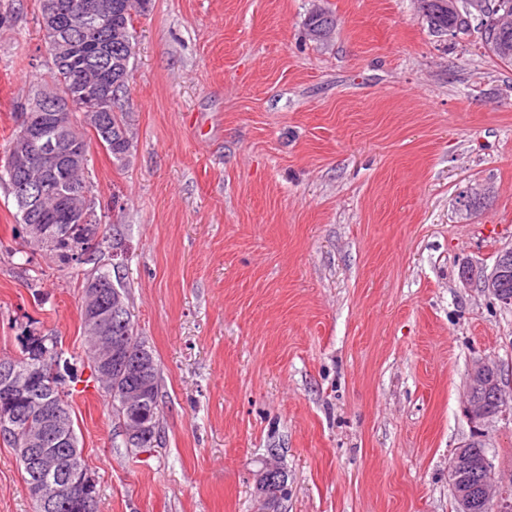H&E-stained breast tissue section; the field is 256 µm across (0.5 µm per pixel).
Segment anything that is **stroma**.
Here are the masks:
<instances>
[{
  "mask_svg": "<svg viewBox=\"0 0 512 512\" xmlns=\"http://www.w3.org/2000/svg\"><path fill=\"white\" fill-rule=\"evenodd\" d=\"M329 9L336 31L310 40ZM0 162L50 79L39 0H0ZM127 161L91 145L114 242L64 266L25 243L0 185V356L58 336L98 512H256L269 450L284 512H454L471 363L512 388V307L463 264L512 248V62L433 32L414 0H152L134 20ZM487 186L471 215L456 199ZM162 369L161 447L125 448L90 375L82 284L112 246ZM512 476V421L483 426ZM0 512H34L0 442ZM319 12H310L305 27L307 35L317 42H324L328 39L329 32H334L336 28V19L326 9H319Z\"/></svg>",
  "mask_w": 512,
  "mask_h": 512,
  "instance_id": "35a3bbf8",
  "label": "stroma"
}]
</instances>
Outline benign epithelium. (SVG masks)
I'll return each mask as SVG.
<instances>
[{
	"label": "benign epithelium",
	"mask_w": 512,
	"mask_h": 512,
	"mask_svg": "<svg viewBox=\"0 0 512 512\" xmlns=\"http://www.w3.org/2000/svg\"><path fill=\"white\" fill-rule=\"evenodd\" d=\"M82 20V31L96 39L75 41L71 36L72 17ZM41 28L45 43L54 51L56 61L66 65L75 55L82 64L76 68V86L85 90L84 119L88 126L107 125L105 105L112 97V0H43ZM33 111L23 115V132L17 147L10 155L12 167L27 173L21 184L20 206L24 215L42 214L43 201L50 199L56 206V215L70 224L26 225L27 242L52 252L63 235L73 238L70 256L84 261V230L90 227V204H80V191L66 186L55 178L57 172L72 168H86L88 155L79 147L75 135H50L51 126L61 129L69 125L70 103L45 92L32 101ZM465 281L479 279L484 291L503 306H512V294L501 284L512 279V248L502 251L490 272L479 271L469 264L461 268ZM88 304L84 306L82 321L85 327L100 336L112 335V315L126 308L118 289L107 294L103 281L92 278L86 288ZM94 365V374L104 381L112 369L125 366L128 373L139 380L135 388L126 393L125 403L135 415L125 429L133 442L150 437L148 425L138 416L148 388L151 363L146 355L138 353L131 365L125 364L126 346L121 341L107 348L88 350ZM33 369L20 367L15 362L0 364V391L8 398L34 399L32 392ZM465 414L474 425L472 440L456 449L449 464V481L455 495V512H480L481 507L495 506L497 512H512L509 500L511 485L495 478V463L487 454L474 461L470 452L472 442L483 440L481 426L491 418L512 416V396H507L502 385L501 370L487 360L476 361L468 370L465 387ZM22 415L4 401L0 407V424L8 430L21 420ZM67 428L66 415L53 406H41L40 421L24 434V447L18 459L34 472L36 480L30 483L29 493L46 512L63 504L71 512H93L98 497L97 482L87 471L83 450L70 438L63 436ZM274 465L268 466L255 477V497L259 512H272L273 495H283L286 487L275 489L280 483Z\"/></svg>",
	"instance_id": "obj_1"
}]
</instances>
